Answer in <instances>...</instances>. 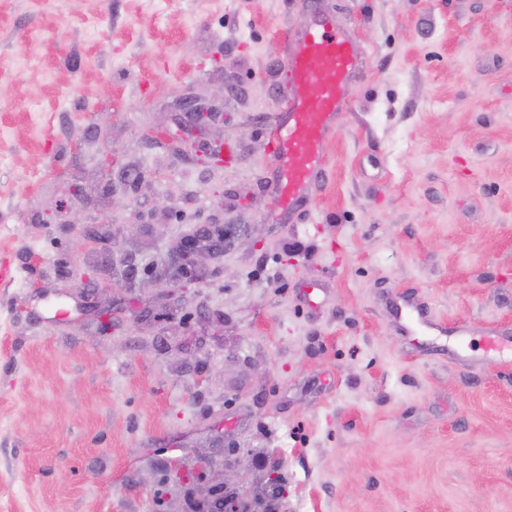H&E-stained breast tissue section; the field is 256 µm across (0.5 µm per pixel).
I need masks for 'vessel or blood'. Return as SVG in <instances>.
<instances>
[{
    "mask_svg": "<svg viewBox=\"0 0 512 512\" xmlns=\"http://www.w3.org/2000/svg\"><path fill=\"white\" fill-rule=\"evenodd\" d=\"M359 65L352 41L329 13L315 15L293 40L287 59L293 94L270 143L283 220L304 211L312 187L325 177L323 146L350 105L349 87Z\"/></svg>",
    "mask_w": 512,
    "mask_h": 512,
    "instance_id": "vessel-or-blood-1",
    "label": "vessel or blood"
}]
</instances>
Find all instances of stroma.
Listing matches in <instances>:
<instances>
[{
    "label": "stroma",
    "mask_w": 512,
    "mask_h": 512,
    "mask_svg": "<svg viewBox=\"0 0 512 512\" xmlns=\"http://www.w3.org/2000/svg\"><path fill=\"white\" fill-rule=\"evenodd\" d=\"M326 9L360 68L279 223L288 38ZM217 91L209 129L174 105ZM216 474L270 512H512V0H0V512H202ZM224 252V231L213 229L207 233L193 231L183 237L173 248L174 261L171 269L164 267L155 275L159 282H174L186 276L190 270L196 271L197 259L202 254L211 257Z\"/></svg>",
    "instance_id": "stroma-1"
}]
</instances>
